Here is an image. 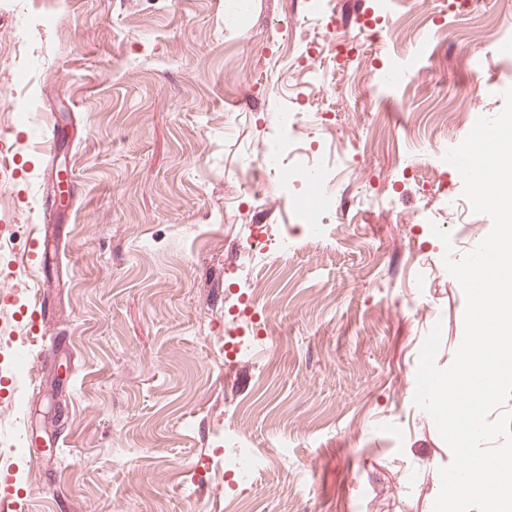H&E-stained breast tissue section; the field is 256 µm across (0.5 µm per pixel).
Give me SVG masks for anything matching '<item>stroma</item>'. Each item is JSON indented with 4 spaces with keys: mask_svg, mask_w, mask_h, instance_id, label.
<instances>
[{
    "mask_svg": "<svg viewBox=\"0 0 512 512\" xmlns=\"http://www.w3.org/2000/svg\"><path fill=\"white\" fill-rule=\"evenodd\" d=\"M286 17L295 30L278 28ZM420 22L442 29L423 68L380 92V67L414 49ZM395 26L370 45L371 64L338 72L335 140L300 132L332 158L358 151L368 114L395 130L357 175L338 171L333 194L350 221L313 251L311 225L255 203L245 183L267 112L325 104L310 83L318 29L305 0H250L240 14L228 0H64L50 23L28 0H0V131L27 133L0 214L31 224L57 164L75 177L54 214L57 248L19 276L0 256V290L15 299L0 306V353L41 355L16 379L20 400L0 402L15 512H433L452 453L413 403L416 364L436 323V362L452 363L465 298L444 252L463 257L492 221L444 211L462 180L424 186L409 164L468 135L439 113L503 110L512 63L477 75L473 57L512 37V0H481L468 15L429 0L422 19ZM473 81L479 92L458 100ZM51 118L61 137L46 159ZM360 192L377 203L353 210ZM425 216L477 233L447 248ZM252 228L300 247L253 267L242 254ZM245 285L259 293L257 320L273 324L230 364L225 298ZM417 295L432 319L409 307ZM44 297L49 323L29 332L19 311ZM232 426L263 459L237 484L224 475Z\"/></svg>",
    "mask_w": 512,
    "mask_h": 512,
    "instance_id": "obj_1",
    "label": "stroma"
}]
</instances>
